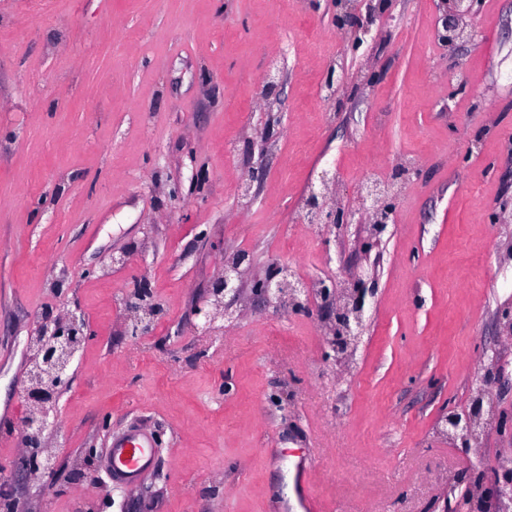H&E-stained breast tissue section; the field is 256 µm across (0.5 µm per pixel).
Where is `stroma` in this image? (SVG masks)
<instances>
[{
  "instance_id": "stroma-1",
  "label": "stroma",
  "mask_w": 512,
  "mask_h": 512,
  "mask_svg": "<svg viewBox=\"0 0 512 512\" xmlns=\"http://www.w3.org/2000/svg\"><path fill=\"white\" fill-rule=\"evenodd\" d=\"M373 2L356 48L336 0H0V495L21 512H299L306 490L318 512H448L447 479L512 468V0H476L452 51L441 0ZM325 170L352 208L366 177L392 182L371 250L307 223ZM240 253L233 319L197 330ZM283 263L309 282L373 271L347 381L323 361L326 305L255 294ZM143 281L161 314L135 339ZM74 310L89 339L53 470L29 476L28 338ZM495 350L504 425L465 448L437 420L469 408ZM132 429L158 455L120 490L101 461Z\"/></svg>"
}]
</instances>
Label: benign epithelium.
Segmentation results:
<instances>
[{"mask_svg": "<svg viewBox=\"0 0 512 512\" xmlns=\"http://www.w3.org/2000/svg\"><path fill=\"white\" fill-rule=\"evenodd\" d=\"M475 0H442L446 5L440 17L443 30V41L452 46L462 38L464 20L469 16ZM342 11L336 15V25L339 28L350 27L354 33V44L360 45L370 34L369 23L356 18L347 0H341ZM336 175L323 172L320 176V191L312 190L306 198V213L308 223L329 232L335 228L346 229L359 225L362 220L359 214H367L371 218L374 235H379L388 223L391 207L384 203L388 186L376 180H367L357 190L358 208L351 209L341 205L329 206L324 202L326 193L335 185ZM247 256L239 254L224 267V273L212 288L214 300L210 305L200 306L195 316L203 318V328L209 329L211 322L219 315L232 317L229 308L224 304V298L230 294L237 296L241 291L243 264ZM356 280L349 292H338L337 281L319 279L316 281L317 295L329 302L340 296V303L331 308L327 317L328 330L331 339L328 343L332 354L326 356V364L342 371L346 367L358 346L365 325L367 298L373 295V290L366 287L360 274H355ZM254 290L264 300L275 299L287 303L295 310L306 307L310 298L309 283L295 276L288 266L277 267L274 275L254 283ZM133 315L128 325V333L132 336H149L154 329L156 311L145 309L140 303L130 304ZM86 321L82 316L69 313L63 317L48 319L39 325L34 336L29 338V349L32 351L30 369L25 387L26 399L29 404V415L26 431L23 432L24 447L31 449L30 468L28 473L33 475L40 466L51 465L50 455L39 451L42 447L44 432L52 426L50 412L54 409L63 387L68 383V371L76 353L87 340L85 332ZM485 390L479 389L474 396L468 412L460 414L450 411L442 416L441 432L451 438H459L464 446L477 440L474 427L480 418ZM512 503V479L497 483L492 490H487L485 480L479 478L468 483V490L462 498L461 505L467 507V512H507Z\"/></svg>", "mask_w": 512, "mask_h": 512, "instance_id": "obj_1", "label": "benign epithelium"}]
</instances>
